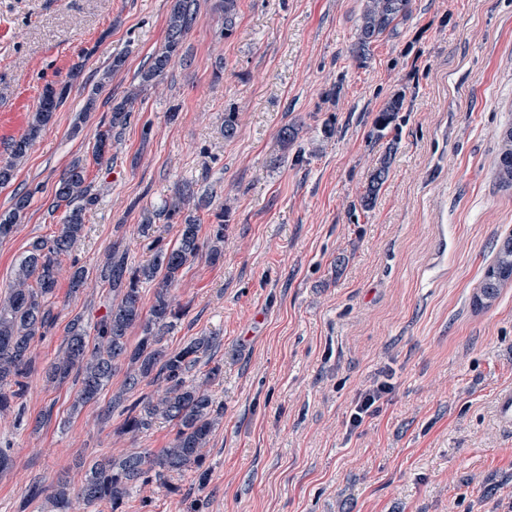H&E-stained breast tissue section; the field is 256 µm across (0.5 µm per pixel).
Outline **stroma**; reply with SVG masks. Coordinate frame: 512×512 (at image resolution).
<instances>
[{
	"instance_id": "stroma-1",
	"label": "stroma",
	"mask_w": 512,
	"mask_h": 512,
	"mask_svg": "<svg viewBox=\"0 0 512 512\" xmlns=\"http://www.w3.org/2000/svg\"><path fill=\"white\" fill-rule=\"evenodd\" d=\"M364 0H240L224 37L219 0H199L174 63L142 91L103 161L98 131L162 48L170 0H0V164L25 134L46 85L70 83L54 120L0 186V212L30 204L0 239V300L31 245L52 238L64 210L56 184L81 161L96 195L73 252L61 256L55 317L36 337L22 399L0 412V512H43L33 494L58 476L131 450L159 452V421L118 434L110 401L73 409L72 382L44 371L74 318L95 324L112 302L97 268L112 250L129 266L173 247L178 224L142 233L144 209L178 185L212 192L201 235L228 211L224 256L189 262L174 287L184 308L166 337L182 348L219 337L212 386L222 419L202 472L149 482L124 512H512V430L498 421L512 387V283L492 308L470 300L512 235V189L500 187V132L512 125V0H413L411 13L365 57L350 51ZM123 58L113 69L114 58ZM405 96L394 128L374 119ZM238 131L224 138V115ZM297 129L289 148L278 132ZM390 155L375 206L359 205ZM88 272L71 292L72 262ZM384 386L361 426V393Z\"/></svg>"
}]
</instances>
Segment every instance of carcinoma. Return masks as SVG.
Returning <instances> with one entry per match:
<instances>
[{
    "label": "carcinoma",
    "instance_id": "1",
    "mask_svg": "<svg viewBox=\"0 0 512 512\" xmlns=\"http://www.w3.org/2000/svg\"><path fill=\"white\" fill-rule=\"evenodd\" d=\"M412 0H365L356 28L351 52L363 57L373 42L391 31L397 21L411 12ZM224 37H230L238 24V0H222ZM198 0H172L166 24L163 47L155 52L138 73V89L112 106L110 128L98 133L94 155L100 160L112 147V130L127 124L139 90L158 83L182 51L186 35L198 18ZM68 97V84L45 87L38 108L33 113L26 133L13 141L11 154L24 157L41 132L49 125L57 109ZM402 108L399 97L392 99L378 114L375 129L383 133ZM391 152H386L374 169L359 205L364 210L375 206L378 192L387 180ZM498 179L502 188H512V127L504 131L498 157ZM92 186L87 183L84 165L73 162L55 187L51 210L66 207L62 226L50 241H38L19 263L17 275L8 297L0 302V411L10 407L12 399L23 393V379L31 366L29 349L53 323L48 297L58 281L59 257L69 253L82 237L86 206L94 202ZM31 194L15 197L13 207L0 213V237L8 236L14 224L28 208ZM208 194H198L186 184L178 189L166 209L143 212L142 231L148 232L154 220L162 215L180 222L176 246H155L149 263L132 268L126 256L110 253L98 266L99 279L112 288V304L93 328L79 317L68 325L63 352L50 363L46 378L50 383L73 379L76 385L75 406L95 399L111 384L118 366H127L124 389L112 395V404L125 400L126 393L142 382H164V389L139 399L128 409L118 428L120 434L137 435L162 420L173 426L175 435L169 447L157 455L134 451L119 458L96 460L89 465L82 484L73 488L65 481L46 492L47 512H70L73 503L83 502L88 508L102 503L111 512H122L131 495L155 480L166 484L175 475L200 469L204 448L209 445L213 429L220 418L211 387L222 374L220 365L210 368L202 378L191 374L193 366L208 355L217 344L216 336H197L177 351H170L165 337L179 319L183 308L171 294V288L188 261L206 254L216 263L223 255L224 223L227 212L217 215L221 223L213 225L207 240L200 237L199 218L194 211L207 203ZM194 209H188V206ZM158 281L149 314L143 313L142 285ZM512 282V236L499 245L494 261L485 268L480 288L472 296L477 310L490 308L499 298L501 288ZM139 326L142 336L132 346L128 331Z\"/></svg>",
    "mask_w": 512,
    "mask_h": 512
}]
</instances>
